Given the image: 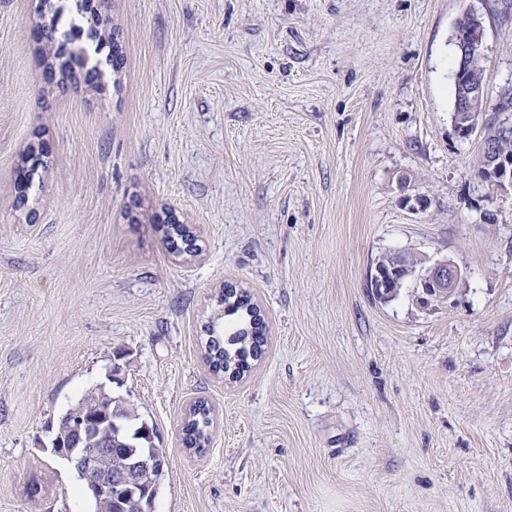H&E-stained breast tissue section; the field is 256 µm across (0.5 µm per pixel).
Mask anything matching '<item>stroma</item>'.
I'll return each instance as SVG.
<instances>
[{"label":"stroma","mask_w":512,"mask_h":512,"mask_svg":"<svg viewBox=\"0 0 512 512\" xmlns=\"http://www.w3.org/2000/svg\"><path fill=\"white\" fill-rule=\"evenodd\" d=\"M83 3L67 48L114 38L120 71L51 72L40 0H0V512H91L49 424L114 366L155 512H512V195L452 119L457 20L495 98L512 0H112L105 29ZM390 252L465 278L380 299ZM227 285L267 324L234 383L201 351ZM471 22L470 30H463L458 32V44L462 56L470 57L468 63L476 74L480 72L484 73V62L483 58L479 55L472 54L473 52L480 53L482 55L483 46V26H482V15L474 10L467 11L465 13ZM474 34L477 39H474ZM213 424L211 408L200 401L186 414L182 425V442L186 448H206L210 443Z\"/></svg>","instance_id":"stroma-1"}]
</instances>
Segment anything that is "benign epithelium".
<instances>
[{
	"label": "benign epithelium",
	"mask_w": 512,
	"mask_h": 512,
	"mask_svg": "<svg viewBox=\"0 0 512 512\" xmlns=\"http://www.w3.org/2000/svg\"><path fill=\"white\" fill-rule=\"evenodd\" d=\"M470 19V30L458 32V44L462 56L482 52L483 26L482 15L474 10L466 12ZM456 82L463 95L459 101L460 118L455 125L459 137L480 140L481 132L490 115L496 117L500 127L507 133L512 131V108L503 105L501 98L488 99L484 81L474 79L469 71L461 68L456 73ZM485 183L492 190L512 188V157L494 158L491 169L487 172ZM413 274L409 268L400 273L396 269L385 270L374 266L370 274V285L376 294L387 299L397 293L407 277ZM464 279L462 270L448 260H438L422 269L417 276V287L438 297H449ZM112 419L110 403L102 399L85 402L82 409L75 413L68 422L64 434L56 439L55 452L77 467H83L85 461L105 459L112 452V441L101 439L103 425ZM150 470V458L134 461L120 473L106 470L91 485L98 498L112 500V488L119 485L139 483L140 475Z\"/></svg>",
	"instance_id": "1"
}]
</instances>
